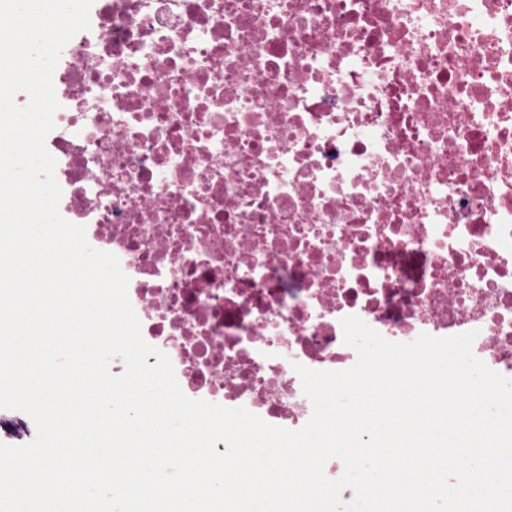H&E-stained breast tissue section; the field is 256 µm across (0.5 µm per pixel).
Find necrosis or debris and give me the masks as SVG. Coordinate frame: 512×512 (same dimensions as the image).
Returning a JSON list of instances; mask_svg holds the SVG:
<instances>
[{
	"label": "necrosis or debris",
	"mask_w": 512,
	"mask_h": 512,
	"mask_svg": "<svg viewBox=\"0 0 512 512\" xmlns=\"http://www.w3.org/2000/svg\"><path fill=\"white\" fill-rule=\"evenodd\" d=\"M46 147L186 396L296 430L342 317L512 378V0H98Z\"/></svg>",
	"instance_id": "4bbe7bcc"
}]
</instances>
